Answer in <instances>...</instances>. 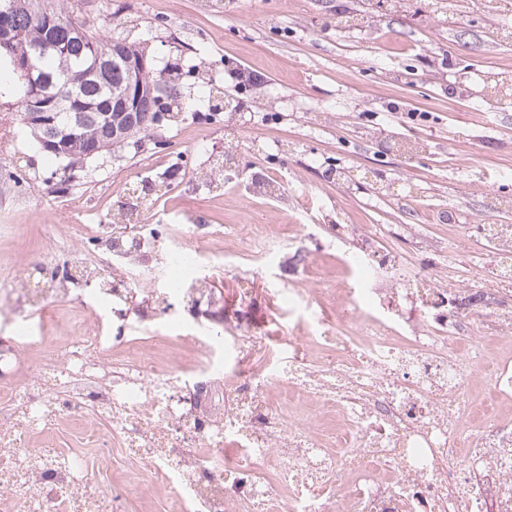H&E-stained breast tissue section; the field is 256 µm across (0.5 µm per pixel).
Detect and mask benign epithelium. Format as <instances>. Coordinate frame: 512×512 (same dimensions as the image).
<instances>
[{
	"label": "benign epithelium",
	"instance_id": "1",
	"mask_svg": "<svg viewBox=\"0 0 512 512\" xmlns=\"http://www.w3.org/2000/svg\"><path fill=\"white\" fill-rule=\"evenodd\" d=\"M17 6V0L0 10V46L10 48L20 40V35L7 22V17ZM56 44L36 45L16 57V67L25 73L29 83L28 97L33 106L27 122L39 132L37 140L43 149H53L58 146V140L65 134L58 126L57 120L61 113L66 112L71 119V130L77 131L89 126H95L111 133L116 146H124L132 130L142 127L140 122L143 115L144 100L152 94V86L144 85L143 75L153 62L143 54L137 58L127 56L123 46L113 43L109 49L93 51L94 64L87 76H95L105 71L110 65L121 63L125 75V87L114 96L117 110L125 119L124 126L111 124L109 114L96 112L93 106L84 101L81 96L65 89L52 87L51 79L44 74L39 66L42 54Z\"/></svg>",
	"mask_w": 512,
	"mask_h": 512
}]
</instances>
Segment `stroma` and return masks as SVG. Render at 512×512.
Here are the masks:
<instances>
[{
	"label": "stroma",
	"mask_w": 512,
	"mask_h": 512,
	"mask_svg": "<svg viewBox=\"0 0 512 512\" xmlns=\"http://www.w3.org/2000/svg\"><path fill=\"white\" fill-rule=\"evenodd\" d=\"M483 3L462 0L467 19L456 25L422 0L400 12L373 0H79L82 14L118 20L142 41L156 68L179 72L185 96L214 84L243 109L183 110L142 150L116 148L72 179L11 112L14 85L0 88V299L30 280L63 287L66 270L80 290L50 312L25 306L23 334L63 341L98 322L158 367L192 361V339L211 323L186 302L165 310L150 295L145 314L122 319L97 300L123 273L95 227L120 211L150 226L160 250L185 231L206 250L201 276L224 335L241 326L264 339L247 349L255 368L286 356L297 333L280 283L319 289L335 315L357 245L340 224L373 230L378 256L401 254L408 274L466 290L474 312L488 313L496 256L481 228L512 225V102L489 97L488 85L512 80V38L493 37L503 19ZM347 6L374 14L372 33L337 24ZM228 62L260 80L236 88ZM409 141L421 151L408 163L399 147ZM237 142L240 170L225 171ZM258 176L281 179L285 195L250 193ZM263 249L272 255L261 265ZM112 505L174 512L171 493L142 474L119 476Z\"/></svg>",
	"instance_id": "1"
}]
</instances>
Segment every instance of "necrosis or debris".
Returning a JSON list of instances; mask_svg holds the SVG:
<instances>
[{"label":"necrosis or debris","instance_id":"1","mask_svg":"<svg viewBox=\"0 0 512 512\" xmlns=\"http://www.w3.org/2000/svg\"><path fill=\"white\" fill-rule=\"evenodd\" d=\"M371 255L361 243L348 263L374 287L336 291L350 334L315 308V290L284 288L312 334L260 369L244 333L197 339L181 369L113 359L117 339L96 325L62 345L1 342L12 372L0 376V512H109L113 472L134 466L179 512H512V418L489 411L512 402V357L487 360L446 289L402 279L400 256ZM202 261L179 242L160 271L128 278L185 294ZM315 336L335 354L313 352ZM475 371L489 400L466 387ZM64 419L81 446L60 441Z\"/></svg>","mask_w":512,"mask_h":512}]
</instances>
